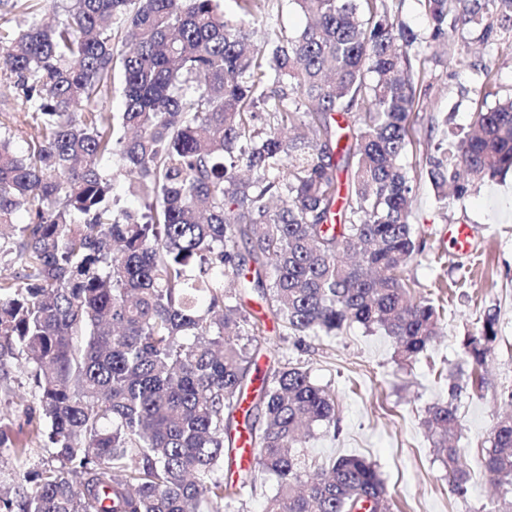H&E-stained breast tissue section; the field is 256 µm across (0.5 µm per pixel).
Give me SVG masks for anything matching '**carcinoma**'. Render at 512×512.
<instances>
[{
    "instance_id": "obj_1",
    "label": "carcinoma",
    "mask_w": 512,
    "mask_h": 512,
    "mask_svg": "<svg viewBox=\"0 0 512 512\" xmlns=\"http://www.w3.org/2000/svg\"><path fill=\"white\" fill-rule=\"evenodd\" d=\"M288 2L308 22L261 53L249 26L265 0H0V77L17 94L0 109V376L29 368L34 391L14 404L30 432L50 428L55 461L29 490L0 486V512H225L269 478L263 512H392L367 459L307 466L299 448L311 425L336 424L335 397L286 363L254 386L267 324L244 294L290 336L357 322L404 362L427 350L441 314L405 274L421 244L398 163L424 69L393 0ZM418 3L439 44L512 29V0ZM480 74L468 130L415 162L444 202L512 170V97L492 63ZM116 156L141 214L118 207ZM496 321L464 344L477 365ZM425 425L466 494L456 409L432 405ZM22 434L0 415L19 467ZM484 470L503 489L494 512H512L511 414Z\"/></svg>"
}]
</instances>
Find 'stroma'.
Returning <instances> with one entry per match:
<instances>
[{
  "label": "stroma",
  "mask_w": 512,
  "mask_h": 512,
  "mask_svg": "<svg viewBox=\"0 0 512 512\" xmlns=\"http://www.w3.org/2000/svg\"><path fill=\"white\" fill-rule=\"evenodd\" d=\"M305 23L302 14L271 0L253 40L265 45L278 32ZM423 107L413 116L407 155L410 166L428 142L444 130L458 131L471 120L477 88L476 67L493 60L503 91L512 94V32L496 44L477 33L448 35L447 50L426 49ZM423 251L406 274L418 300L443 306L439 334L427 352L400 362L395 342L384 330L353 324L337 336L270 334L255 345L261 367L289 363L306 369L312 381L336 398V426L316 427L304 445L309 464L331 456L358 455L374 463L394 502V512H488L497 497L484 474L483 454L496 422L512 411V171L488 180L461 202L439 201L431 184L419 179L410 217ZM471 224L476 253L453 254L449 225ZM496 314L498 338L482 366L467 358L465 337ZM453 402L461 429L457 445L471 472L466 495L448 485L424 420L429 406ZM53 462L46 438L33 440L26 467L0 455V482L27 486L29 477Z\"/></svg>",
  "instance_id": "obj_1"
}]
</instances>
